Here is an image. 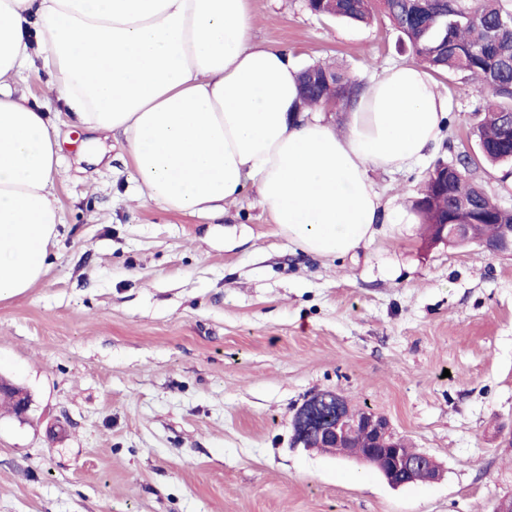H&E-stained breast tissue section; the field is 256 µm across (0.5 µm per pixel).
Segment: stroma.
Instances as JSON below:
<instances>
[{
  "label": "stroma",
  "instance_id": "obj_1",
  "mask_svg": "<svg viewBox=\"0 0 512 512\" xmlns=\"http://www.w3.org/2000/svg\"><path fill=\"white\" fill-rule=\"evenodd\" d=\"M253 42L298 67L356 78L413 61L388 21L313 15L305 0H249ZM41 64L15 86L58 122L62 214L53 263L0 301V378L31 397L0 410V512H492L512 496V257L427 245L385 224L356 255L292 250L247 188L209 220L138 200L122 134L91 133L49 98ZM435 81L448 120L430 155L373 171L412 205L432 165L477 153L489 99ZM387 416L443 468L391 488L352 458L295 448L313 392Z\"/></svg>",
  "mask_w": 512,
  "mask_h": 512
}]
</instances>
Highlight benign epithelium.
<instances>
[{
  "label": "benign epithelium",
  "mask_w": 512,
  "mask_h": 512,
  "mask_svg": "<svg viewBox=\"0 0 512 512\" xmlns=\"http://www.w3.org/2000/svg\"><path fill=\"white\" fill-rule=\"evenodd\" d=\"M428 242L432 245H464L484 242L471 238L468 224L433 223L426 225ZM336 399V416L328 423L323 422L318 413L319 400L310 396L295 410L292 416V445L309 450L334 448L345 442L357 429H364L373 438L374 447L369 452L356 456L362 463L373 464L372 453L381 451L386 457V468L381 472L392 487H401L413 480L416 473L425 475L424 481L433 482L441 478V470L430 456L420 453L415 457L401 455L398 451L399 436L390 421L383 415L365 411L352 415L348 403L339 394Z\"/></svg>",
  "instance_id": "obj_1"
}]
</instances>
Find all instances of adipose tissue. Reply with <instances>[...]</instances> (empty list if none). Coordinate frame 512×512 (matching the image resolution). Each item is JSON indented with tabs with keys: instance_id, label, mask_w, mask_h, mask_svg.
<instances>
[{
	"instance_id": "obj_1",
	"label": "adipose tissue",
	"mask_w": 512,
	"mask_h": 512,
	"mask_svg": "<svg viewBox=\"0 0 512 512\" xmlns=\"http://www.w3.org/2000/svg\"><path fill=\"white\" fill-rule=\"evenodd\" d=\"M251 27L248 0H0V300L44 275L62 222L58 126L12 86L36 59L76 125L124 135L145 200L219 221L251 185L289 244L324 258L408 220L370 173L407 170L439 139L432 74L412 61L373 75L339 130Z\"/></svg>"
}]
</instances>
